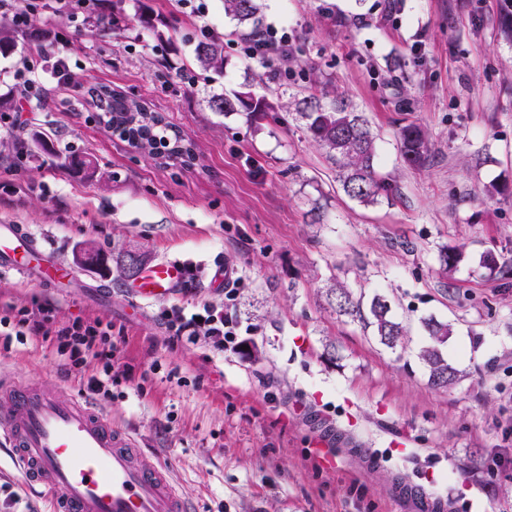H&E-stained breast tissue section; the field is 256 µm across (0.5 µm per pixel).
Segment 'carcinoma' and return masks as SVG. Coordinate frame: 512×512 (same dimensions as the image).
Instances as JSON below:
<instances>
[{
	"label": "carcinoma",
	"mask_w": 512,
	"mask_h": 512,
	"mask_svg": "<svg viewBox=\"0 0 512 512\" xmlns=\"http://www.w3.org/2000/svg\"><path fill=\"white\" fill-rule=\"evenodd\" d=\"M224 13L237 21L242 29L251 34L260 31V4L258 0H224ZM21 32L0 24V55L11 54L20 40ZM195 58L200 66L218 76L224 75V41L219 37L205 36L195 47ZM93 96L106 97V112L110 115L107 125H126L132 122L133 108L145 109L142 104L128 99L125 95L97 89ZM209 105L216 112H245L259 118L273 109L266 96H256L250 91H235L230 95H214ZM299 116L305 121L309 137L325 151L328 161L338 172V181L344 194L361 203H372L389 185L377 169L376 139L367 122L355 112L344 97L327 89L321 95L311 94L298 102ZM399 149L403 158L410 164H420L430 151L427 132L411 123L399 132ZM172 160L183 163L193 159L190 147L174 139V147L165 153ZM60 165L92 178L97 172L94 162L80 156L57 157ZM463 258V247H452L441 252L440 261L444 269L450 271ZM330 303L336 313L350 315L373 327L381 344L394 349L404 342L406 327L391 314V304L381 296L374 297L368 311H363L361 300L355 298L351 289L336 284L329 289ZM423 328L430 344L423 347L419 358L428 371L429 383L439 389H448L458 381L457 370L444 357L441 346L448 340V323L431 316L423 320Z\"/></svg>",
	"instance_id": "carcinoma-1"
}]
</instances>
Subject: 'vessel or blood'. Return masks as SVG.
Here are the masks:
<instances>
[{
    "mask_svg": "<svg viewBox=\"0 0 512 512\" xmlns=\"http://www.w3.org/2000/svg\"><path fill=\"white\" fill-rule=\"evenodd\" d=\"M51 289L74 283L58 253L20 224H0V275ZM182 262L160 260L130 287L136 306L171 297L185 280ZM0 425L28 488L47 494L50 512H189L166 467L141 452L87 401L45 383L0 376Z\"/></svg>",
    "mask_w": 512,
    "mask_h": 512,
    "instance_id": "obj_1",
    "label": "vessel or blood"
}]
</instances>
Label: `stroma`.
Returning <instances> with one entry per match:
<instances>
[{
	"label": "stroma",
	"instance_id": "1",
	"mask_svg": "<svg viewBox=\"0 0 512 512\" xmlns=\"http://www.w3.org/2000/svg\"><path fill=\"white\" fill-rule=\"evenodd\" d=\"M200 3L201 18L176 0H123L105 35L42 12L32 26L67 38L69 78L40 69L46 93L24 105L13 70L30 46L0 56V113L16 116L0 130V166L18 163L21 187L0 194V221L29 226L80 282L56 296L0 275V299H54L62 323L111 320L125 334L112 360L130 377L92 393L33 338L0 345V370L108 414L146 463L165 464L193 512H407L406 486L445 512H512V194L492 191L512 187V30L500 0H261L264 26L293 38L283 81L244 57L223 0ZM204 24L224 39L220 78L194 59ZM315 81L367 118L390 184L377 202L342 192L288 108ZM100 85L159 113L191 142L192 164L147 155L100 124L86 93ZM244 85L279 110L254 119L210 108L211 95ZM412 122L430 137L420 165L399 152ZM59 153L90 156L97 177L69 173ZM455 246L465 257L442 273L439 255ZM87 247L104 265L74 266ZM489 250L507 263L494 278L480 266ZM127 251L193 266L169 301L187 308L223 302L213 274L232 269L250 353L203 335L170 343L165 304L130 308L117 263ZM98 282L108 303L86 291ZM339 282L390 301L408 329L403 347L336 313L326 294ZM430 316L452 326L443 353L460 379L448 389L430 386L419 358Z\"/></svg>",
	"mask_w": 512,
	"mask_h": 512
}]
</instances>
